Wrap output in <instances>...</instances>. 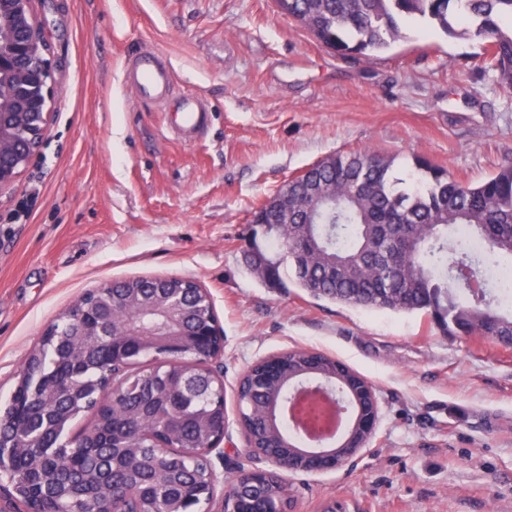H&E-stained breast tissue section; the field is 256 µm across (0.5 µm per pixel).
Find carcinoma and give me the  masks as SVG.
<instances>
[{
  "mask_svg": "<svg viewBox=\"0 0 512 512\" xmlns=\"http://www.w3.org/2000/svg\"><path fill=\"white\" fill-rule=\"evenodd\" d=\"M281 11L323 45L343 56L371 55L405 37L404 27L423 20L451 39L482 44L484 69L512 90V0H276ZM393 161L374 151L330 155L292 178L277 191L284 212L276 226L262 223L256 207L246 238L245 260L255 252L272 254L269 282L283 283L290 273L297 287L316 299L370 310L421 313L448 335L484 336L492 328L512 335V287H490L499 259L512 257V163L479 183L457 180L424 156L414 158L411 183L391 176ZM321 215L316 253L309 262L295 243L296 224ZM462 227L465 241L449 243L448 229ZM185 291L191 299L182 324L197 330L210 320L207 293L190 278L134 277L85 293L87 311L80 325L60 317L52 335L42 338L28 359L32 382L65 392L52 399L14 393L19 407L0 415V445L22 446L16 470L25 481V506L50 507L65 501L71 512H95L100 489L112 487L117 512L135 490L146 510L167 497L173 474L183 484L189 512L207 508L205 466L189 454H160L152 434L176 423L178 448H203L224 426V400L216 384L195 368L200 351L169 363L160 353L130 346L123 357L156 366L154 386L131 377L113 398L103 375L112 350L100 336L104 316L137 323L157 320L146 313ZM242 387L240 409L253 440L269 443L260 416L263 401L280 395L260 381ZM95 410L86 434L68 439L71 422Z\"/></svg>",
  "mask_w": 512,
  "mask_h": 512,
  "instance_id": "1",
  "label": "carcinoma"
}]
</instances>
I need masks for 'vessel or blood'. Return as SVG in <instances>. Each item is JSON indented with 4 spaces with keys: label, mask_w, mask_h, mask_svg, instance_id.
I'll return each mask as SVG.
<instances>
[{
    "label": "vessel or blood",
    "mask_w": 512,
    "mask_h": 512,
    "mask_svg": "<svg viewBox=\"0 0 512 512\" xmlns=\"http://www.w3.org/2000/svg\"><path fill=\"white\" fill-rule=\"evenodd\" d=\"M126 80L140 100L173 104L169 126L178 136L191 140L209 123V111L196 95L171 99L172 71L158 56L145 52L136 56L126 69Z\"/></svg>",
    "instance_id": "1"
}]
</instances>
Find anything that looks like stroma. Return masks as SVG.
<instances>
[{"label": "stroma", "instance_id": "1", "mask_svg": "<svg viewBox=\"0 0 512 512\" xmlns=\"http://www.w3.org/2000/svg\"><path fill=\"white\" fill-rule=\"evenodd\" d=\"M53 55V121L0 192V410L43 332L84 292L141 275L197 280L224 329V470L249 465L234 389L262 357H335L378 389L357 465L287 477L294 512H512V349L448 336L420 313L318 300L251 273L254 207L336 154L422 155L467 182L512 161V91L481 49L426 23L340 57L274 0H35ZM153 52L212 109L179 138L138 101L128 60Z\"/></svg>", "mask_w": 512, "mask_h": 512}]
</instances>
